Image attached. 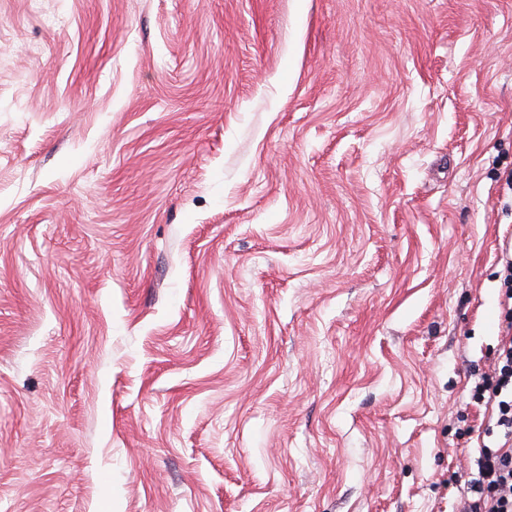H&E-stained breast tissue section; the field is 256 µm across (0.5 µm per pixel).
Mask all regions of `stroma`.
<instances>
[{
	"instance_id": "stroma-1",
	"label": "stroma",
	"mask_w": 512,
	"mask_h": 512,
	"mask_svg": "<svg viewBox=\"0 0 512 512\" xmlns=\"http://www.w3.org/2000/svg\"><path fill=\"white\" fill-rule=\"evenodd\" d=\"M511 173L512 0H0V512H452Z\"/></svg>"
}]
</instances>
